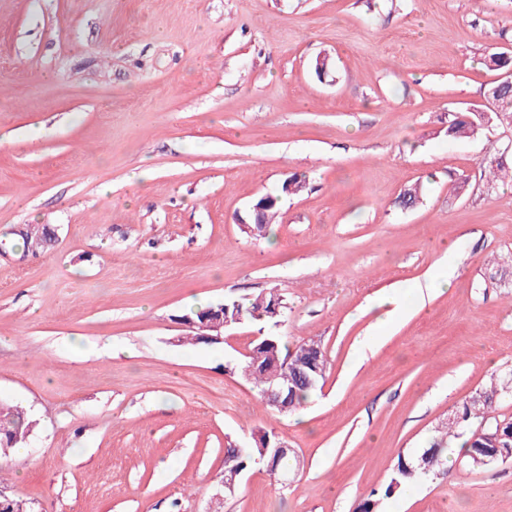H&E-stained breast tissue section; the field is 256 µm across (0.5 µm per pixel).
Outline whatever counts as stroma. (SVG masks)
Returning <instances> with one entry per match:
<instances>
[{
    "label": "stroma",
    "instance_id": "35a3bbf8",
    "mask_svg": "<svg viewBox=\"0 0 512 512\" xmlns=\"http://www.w3.org/2000/svg\"><path fill=\"white\" fill-rule=\"evenodd\" d=\"M498 51L512 0H0V401L33 421L0 485L35 512H206L267 430L286 480L251 465L223 512H356L512 366V184L486 181L512 128L446 134L491 112ZM34 225L52 246L24 249ZM273 289L278 324L184 343L192 304ZM262 332L327 358L288 416L236 370ZM378 512H512V465L453 459ZM473 117H472V116ZM485 120L474 112H449L447 135L449 139L470 138L478 135L487 127H484ZM254 206H258L262 209V212L259 214L254 213V209L251 213V223L247 225V230L250 232H254L255 230L259 233L265 231L266 227L269 224L273 223L278 210L279 203L274 202L269 198H264L263 196L256 200ZM263 435L264 432L255 436V441L258 444H261V438ZM267 436L269 438L268 448H259L256 442L247 446V448H240L236 445H234L233 448H231V445L229 446L224 458V471L229 473L223 472L222 479L219 482L220 491L213 497L215 504H220L224 500V496L227 497L235 495L239 489V484L232 487L237 483L239 473L230 471L241 470L243 473L257 460L265 462L266 466L269 468L270 474L272 475H276L284 467L288 457H278L274 452V448H277L279 456L288 455V452L291 451L292 448L278 437L275 445L276 437L271 432H265V436L262 438L264 446L267 443ZM224 486L229 487L224 488Z\"/></svg>",
    "mask_w": 512,
    "mask_h": 512
}]
</instances>
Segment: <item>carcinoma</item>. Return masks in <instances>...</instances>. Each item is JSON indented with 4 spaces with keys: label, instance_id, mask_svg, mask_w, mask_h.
Returning <instances> with one entry per match:
<instances>
[{
    "label": "carcinoma",
    "instance_id": "carcinoma-1",
    "mask_svg": "<svg viewBox=\"0 0 512 512\" xmlns=\"http://www.w3.org/2000/svg\"><path fill=\"white\" fill-rule=\"evenodd\" d=\"M489 67L501 71V78L495 81L500 88L498 94L492 98L493 113L501 125L512 126V56L505 52H495L489 56ZM483 117L469 112L448 113L447 135L451 140L470 138L485 130ZM255 205L262 209L259 214H251V223L247 225L250 232L259 233L273 223L279 204L269 198L261 197ZM25 248L39 247L51 238V231L44 227L35 232L28 230L21 233ZM279 295L272 292L258 293L240 301L243 309L247 310V318L251 321L267 319L265 309L278 301ZM286 357L299 364V368L311 375H318L323 380L327 367V360L321 342L313 338L302 341L291 353L284 351L281 340L277 336L269 335L266 341L253 349V354L245 357L241 366V374L249 380L257 391H262L269 378L278 379L283 385L294 378V372L284 367L282 360ZM317 384L297 386V390L288 393V412L292 413L302 407L310 398ZM499 400L488 395L481 400L468 399L457 407L456 413L461 418V425H467L473 419L485 421L483 433H471L467 440L469 466L478 469L482 461L503 448H512V419H499L495 410ZM30 428V422L25 412L19 406L0 409V442H20L25 438ZM499 435L498 444L484 438V434ZM269 447L260 448L253 443L245 448H228L224 458V471H244L258 460L265 462L272 475L277 474L285 465L286 458L279 457L274 452L275 435L268 432ZM457 437V430L451 425H445L436 430V435L429 442V446L409 455L401 456L393 476L381 490H373L361 505V512H374L381 499H389L400 495L401 491L416 484L423 469L418 467V458L425 457L430 464L428 474L432 476L444 475L441 461L446 459L449 442Z\"/></svg>",
    "mask_w": 512,
    "mask_h": 512
}]
</instances>
